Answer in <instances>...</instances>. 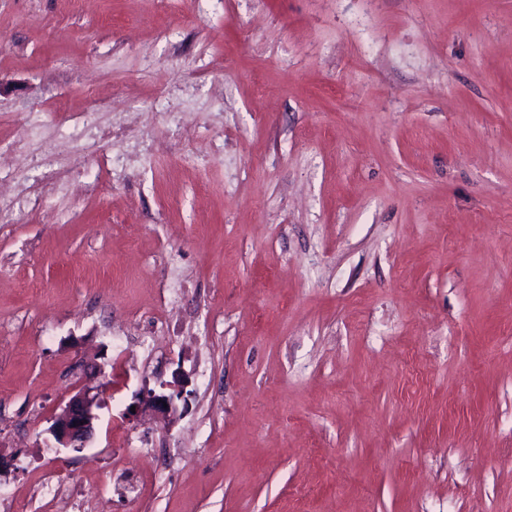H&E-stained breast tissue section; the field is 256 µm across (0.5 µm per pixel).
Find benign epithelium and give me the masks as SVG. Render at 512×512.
Wrapping results in <instances>:
<instances>
[{
  "label": "benign epithelium",
  "instance_id": "benign-epithelium-1",
  "mask_svg": "<svg viewBox=\"0 0 512 512\" xmlns=\"http://www.w3.org/2000/svg\"><path fill=\"white\" fill-rule=\"evenodd\" d=\"M99 387L83 386L69 396L60 411L55 413L49 434L56 447L72 449L76 452L84 448L94 433L96 410L100 407ZM184 382L176 377L171 382L160 383V391L145 389L134 403L135 415L151 413L167 416L176 412L177 395L183 394Z\"/></svg>",
  "mask_w": 512,
  "mask_h": 512
}]
</instances>
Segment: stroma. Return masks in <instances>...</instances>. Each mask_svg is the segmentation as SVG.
Returning a JSON list of instances; mask_svg holds the SVG:
<instances>
[{
	"label": "stroma",
	"mask_w": 512,
	"mask_h": 512,
	"mask_svg": "<svg viewBox=\"0 0 512 512\" xmlns=\"http://www.w3.org/2000/svg\"><path fill=\"white\" fill-rule=\"evenodd\" d=\"M0 141V512H512V0H0ZM184 390L185 384L178 376L172 382H161L158 392L154 389H143L133 404L135 416L146 413L170 416L171 413L176 412L177 395L180 394L182 399ZM163 403L167 404V408H164ZM99 387L101 385L79 388L69 396L60 411L55 413L48 432L57 450L71 448L79 452L91 438L98 419L96 410L100 407Z\"/></svg>",
	"instance_id": "1"
}]
</instances>
